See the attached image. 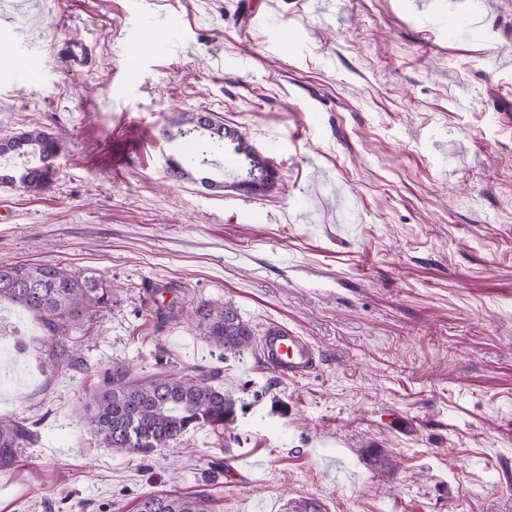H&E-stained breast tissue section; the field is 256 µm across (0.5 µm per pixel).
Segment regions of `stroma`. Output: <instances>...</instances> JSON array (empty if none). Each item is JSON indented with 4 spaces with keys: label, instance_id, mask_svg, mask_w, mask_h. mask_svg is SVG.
<instances>
[{
    "label": "stroma",
    "instance_id": "35a3bbf8",
    "mask_svg": "<svg viewBox=\"0 0 512 512\" xmlns=\"http://www.w3.org/2000/svg\"><path fill=\"white\" fill-rule=\"evenodd\" d=\"M468 36L449 40L443 11ZM80 38L90 60L59 59ZM211 112L277 172L216 189L167 175L163 131ZM512 0H0V138L52 134L50 190L0 184V265L112 285L85 326L90 374L44 363L38 322L0 305L31 375L0 419L34 435L0 467V512H133L175 489L211 512H512ZM157 288L177 318L150 315ZM228 302L318 363L288 379L225 355L188 314ZM204 367L234 422L149 455L100 447L83 417L101 370ZM221 472L210 473L215 459Z\"/></svg>",
    "mask_w": 512,
    "mask_h": 512
}]
</instances>
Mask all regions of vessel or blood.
<instances>
[{"label":"vessel or blood","mask_w":512,"mask_h":512,"mask_svg":"<svg viewBox=\"0 0 512 512\" xmlns=\"http://www.w3.org/2000/svg\"><path fill=\"white\" fill-rule=\"evenodd\" d=\"M260 351L263 361L284 377H301L317 366V355L310 341L280 324L265 329Z\"/></svg>","instance_id":"obj_1"}]
</instances>
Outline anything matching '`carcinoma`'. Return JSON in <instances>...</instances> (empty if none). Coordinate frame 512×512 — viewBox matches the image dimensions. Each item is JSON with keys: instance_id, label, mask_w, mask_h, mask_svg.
<instances>
[{"instance_id": "carcinoma-1", "label": "carcinoma", "mask_w": 512, "mask_h": 512, "mask_svg": "<svg viewBox=\"0 0 512 512\" xmlns=\"http://www.w3.org/2000/svg\"><path fill=\"white\" fill-rule=\"evenodd\" d=\"M224 122L209 112H183L177 131L170 134L194 143L200 162L224 148ZM58 141L38 128H21L0 139V158L18 159L21 170L0 169V183L24 192H40L52 182L51 160ZM234 153L246 175L265 186L275 174L270 161L258 155L243 137ZM8 300L39 321L48 349L45 359L60 370L91 371L75 347L74 336L105 317L112 303V288L104 278L53 263L0 266V301ZM192 321L217 349L236 354L255 343L253 329L230 303L201 300L191 307ZM214 375L203 371L160 372L141 377L130 366L116 362L101 374L85 405V420L101 447L117 453L148 454L168 448L190 429L234 421L237 399L213 384ZM33 436L25 424L0 420V465L15 458L16 448ZM136 512H207L202 498L182 496L172 490L150 491L137 500Z\"/></svg>"}]
</instances>
